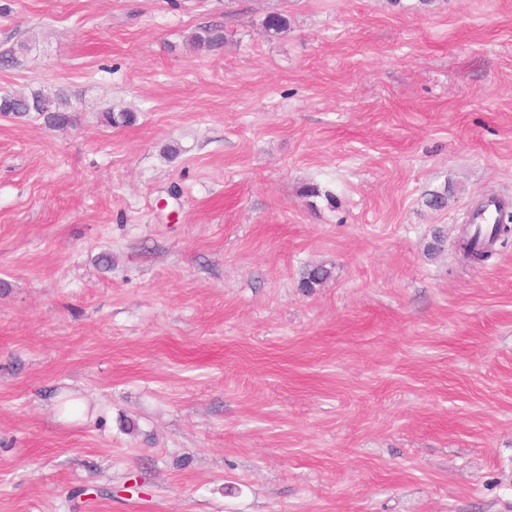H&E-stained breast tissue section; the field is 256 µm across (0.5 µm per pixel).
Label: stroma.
<instances>
[{
	"label": "stroma",
	"mask_w": 512,
	"mask_h": 512,
	"mask_svg": "<svg viewBox=\"0 0 512 512\" xmlns=\"http://www.w3.org/2000/svg\"><path fill=\"white\" fill-rule=\"evenodd\" d=\"M36 90L74 112L0 115V512H512V244L456 250L512 202V0H0ZM458 247L463 258L471 267L482 266L492 256H487L485 251L488 247L477 242L476 239H467L464 236L458 242Z\"/></svg>",
	"instance_id": "1"
}]
</instances>
